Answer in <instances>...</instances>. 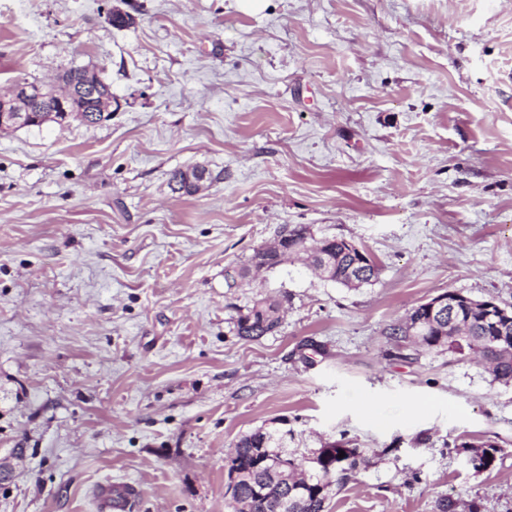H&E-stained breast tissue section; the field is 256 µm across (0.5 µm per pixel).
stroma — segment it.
Here are the masks:
<instances>
[{"label": "stroma", "mask_w": 512, "mask_h": 512, "mask_svg": "<svg viewBox=\"0 0 512 512\" xmlns=\"http://www.w3.org/2000/svg\"><path fill=\"white\" fill-rule=\"evenodd\" d=\"M71 67L110 120L0 130V512H99L110 482L227 512L260 427L365 449L327 512H512V383L390 336L451 289L512 305V0H0V90ZM298 224L375 281L294 257L226 286ZM265 296L279 330L236 336ZM309 239L317 246L322 245L320 253H325L327 259V274L330 276L326 280L341 285L344 288H359L364 284L370 283L378 275V268L372 257L367 254L369 260H364L358 256L357 251L351 250L345 238H324L320 241H314L310 231L306 226L297 225L288 227V247L298 243L301 246L308 244ZM463 448L468 453L467 458L473 461L472 469L475 472H482L491 469L497 459L498 453L501 448L496 443L482 442L464 443ZM491 455V458H488Z\"/></svg>", "instance_id": "stroma-1"}]
</instances>
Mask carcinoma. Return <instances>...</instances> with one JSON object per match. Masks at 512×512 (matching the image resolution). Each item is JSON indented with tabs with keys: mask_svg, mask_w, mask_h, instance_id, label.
Segmentation results:
<instances>
[{
	"mask_svg": "<svg viewBox=\"0 0 512 512\" xmlns=\"http://www.w3.org/2000/svg\"><path fill=\"white\" fill-rule=\"evenodd\" d=\"M92 76L100 87L98 96L92 99L73 97L69 106L74 110H84L98 115V121H107L112 112V86L102 80L96 73L82 68H71L65 71L60 80L67 86L80 84L87 76ZM44 84L38 81L23 80L19 84L15 109L36 112L39 122L32 126L45 123H59L63 115L43 110L36 101L39 89ZM322 245L321 252L326 254V271L329 280L344 288H359L370 283L378 275L374 260L362 261L357 251L348 247L346 239L332 237L318 241ZM285 258L279 256L272 247L256 250L251 258L241 266L224 271L228 287H237L252 272L262 269H273L283 264ZM282 301L275 297H264L254 301L235 321V334L241 338L257 340L277 331L281 324ZM390 335L397 344L417 343L425 348H443L468 357L473 355L489 365L494 379L512 382V353L501 348L506 344L512 348V318L509 322H493L485 317L482 311L463 308L454 317L444 316L440 319L431 318L425 304L413 307L407 320L393 326ZM467 458L473 461L472 469L476 472L491 469L501 452L495 443L482 442L464 443ZM235 452L227 463V469L241 474L237 495L248 500V512H282L280 498L288 497V512H326V502L332 486H344L357 469L366 463V458L356 448H348L336 443L334 448H319L313 453V460L308 461L289 454L286 458L288 469L298 472L303 468L308 478L293 479L282 491H272L266 495L255 493L254 487L262 482L263 474L254 466L253 449L267 448L275 456L282 454V449L270 442V432L261 428L255 429L238 438L234 444ZM345 453V457L336 458L335 466L330 468L324 456L334 453Z\"/></svg>",
	"mask_w": 512,
	"mask_h": 512,
	"instance_id": "obj_1",
	"label": "carcinoma"
}]
</instances>
